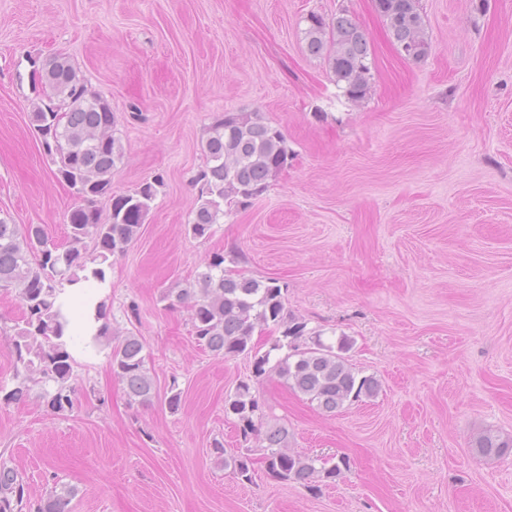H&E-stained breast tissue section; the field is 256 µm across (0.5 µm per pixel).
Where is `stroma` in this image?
I'll return each mask as SVG.
<instances>
[{
	"mask_svg": "<svg viewBox=\"0 0 512 512\" xmlns=\"http://www.w3.org/2000/svg\"><path fill=\"white\" fill-rule=\"evenodd\" d=\"M428 56L406 60L374 0H0V216L59 244L75 201L29 114L32 64L62 54L106 96L124 158L117 194L163 184L140 235L113 256L103 290L112 338L140 336L160 395L129 405L106 355H77V408L51 414L33 387L0 405V453L33 498L75 488L71 512H512V0H419ZM345 9L373 54L365 100H349L302 31ZM257 111L293 159L206 239L187 232L219 113ZM226 269L287 288L290 313L347 336L346 357L378 395L326 415L273 374L256 394L293 451L328 463L311 491L271 479L261 442L224 400L253 376L247 356L200 346L186 308L162 298L214 253ZM21 315L0 291V384ZM178 388L181 406L163 402ZM250 450L251 481L213 445ZM511 447L512 444L508 440H503L500 436L495 435L491 431H486L480 435L475 440L473 446L481 456H501Z\"/></svg>",
	"mask_w": 512,
	"mask_h": 512,
	"instance_id": "35a3bbf8",
	"label": "stroma"
}]
</instances>
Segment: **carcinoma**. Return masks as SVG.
Returning <instances> with one entry per match:
<instances>
[{"instance_id": "1", "label": "carcinoma", "mask_w": 512, "mask_h": 512, "mask_svg": "<svg viewBox=\"0 0 512 512\" xmlns=\"http://www.w3.org/2000/svg\"><path fill=\"white\" fill-rule=\"evenodd\" d=\"M374 2L405 58L424 59L430 44L423 34L418 0ZM307 23L303 40L309 55L328 62L348 99H365L371 88L372 51L360 24L345 9L329 20L312 13ZM41 82L50 90L49 102L33 106L30 122L42 136L57 179L79 204L68 215L64 246L56 244L40 224H11L0 218V291L12 294L22 310L21 324L10 336L15 386L0 385V404L22 401L32 386L40 384L47 407L64 414L73 411L77 402L68 298L79 284L106 283V263L138 238L162 178L146 179L132 193H113L112 174L122 163L124 149L114 133L110 101L92 91L78 68L62 55L42 62ZM202 150L206 164L194 178L199 190L188 224V233L195 239L210 237L213 225L224 217V207L266 191L293 158L283 132L256 111L216 117ZM101 200L109 203L105 218L96 208ZM163 299L171 307L178 304L190 310L193 333L210 353L226 359L254 354L255 378L264 376L269 365L288 388L327 414L379 391L376 378L359 375L348 363L344 356L352 346L348 337H339L335 344L324 342L321 333L288 311L276 280L228 273L222 253L211 257L193 283L167 289ZM87 305L94 306V314L85 315V325L91 329L85 351L110 349L112 374L129 402L153 405L159 394L146 367L141 338L129 334L111 343L107 300L95 303L90 298ZM271 327L279 329L280 336L261 354L253 336ZM282 349L285 354L270 363L271 352ZM224 411L238 420L243 434L260 437L266 471L272 478L314 489L318 483L335 482L341 473L344 460L329 467L320 464L289 448L286 428L263 429L262 406L250 382H240L226 396ZM511 447V442L490 431L474 443L482 456H501ZM214 453L224 468L251 480L248 455L229 454L219 442ZM73 496L74 489L64 488L33 502L22 474L0 460V512H69Z\"/></svg>"}]
</instances>
